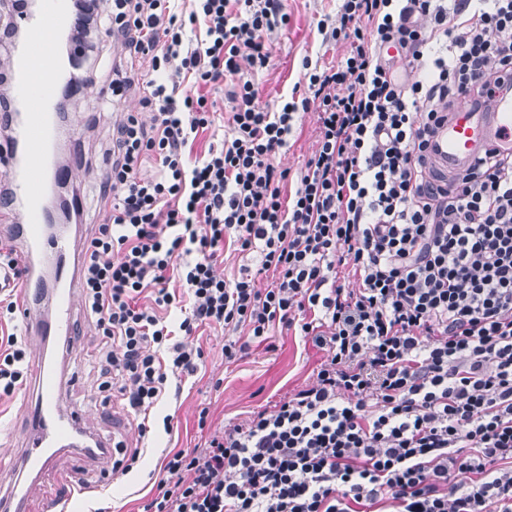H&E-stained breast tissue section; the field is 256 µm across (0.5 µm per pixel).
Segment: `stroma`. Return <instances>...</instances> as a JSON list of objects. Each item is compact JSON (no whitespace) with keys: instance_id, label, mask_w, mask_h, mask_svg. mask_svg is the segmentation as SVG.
<instances>
[{"instance_id":"35a3bbf8","label":"stroma","mask_w":512,"mask_h":512,"mask_svg":"<svg viewBox=\"0 0 512 512\" xmlns=\"http://www.w3.org/2000/svg\"><path fill=\"white\" fill-rule=\"evenodd\" d=\"M288 23L270 36L272 58L267 69L259 72L255 82L263 101L274 104L305 93V65L324 66L336 63L342 45L325 40L317 25L335 16L337 0H285ZM102 51L91 63L98 76L91 90L68 107L63 158L76 173L70 188L83 201V213L68 224L74 245H81L102 218L98 197L99 184L109 170L104 155L112 137V125L121 113L138 112V96L128 93L118 105H111V91L105 77L111 65L122 58L118 39L102 37ZM313 114H305L293 133L289 146L279 152L280 168L299 173L315 148ZM80 340L69 351L65 362V384L60 394L62 409L84 408L90 434L111 438L113 424H120L128 444L143 441L141 456L127 475L113 476L104 486H97L98 473L106 469L107 460L84 458L72 453L61 454L52 471L37 481L26 504V512H49L50 499L58 479L72 486L92 483L93 492L76 495V512H143L154 496L156 483L162 478L161 463L169 451L194 447L203 437L197 428L201 408H209L212 429L243 420L249 411L290 396L306 382L320 363L322 354L304 337L285 333L272 338L270 344L252 345L243 359L225 363L224 331L205 329L194 337L202 346L205 359L197 373L168 376L169 393L152 410L147 435H140L138 417L124 414L118 405L106 402L98 391L99 369L90 358L97 342L96 330L86 310H79L77 321ZM32 398L31 385H23L12 397L0 400V455H18L25 423L22 408ZM172 415L173 429L165 431L163 418Z\"/></svg>"}]
</instances>
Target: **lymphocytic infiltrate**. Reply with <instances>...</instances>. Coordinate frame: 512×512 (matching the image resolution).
<instances>
[{
  "instance_id": "lymphocytic-infiltrate-1",
  "label": "lymphocytic infiltrate",
  "mask_w": 512,
  "mask_h": 512,
  "mask_svg": "<svg viewBox=\"0 0 512 512\" xmlns=\"http://www.w3.org/2000/svg\"><path fill=\"white\" fill-rule=\"evenodd\" d=\"M87 11L76 41L91 54L95 33L121 38L143 65L110 84L150 114L114 126L103 217L82 243L100 390L150 414L168 370L202 363L189 339L204 327L227 332L228 363L279 330L324 354L289 399L165 456L144 512H512V156L442 187L424 155L462 95L490 109L489 78L512 71V0H341L318 29L343 56L272 108L251 76L288 22L283 0ZM390 41L397 70L379 56ZM224 83L219 130L209 94ZM309 108L316 147L286 197L275 157ZM228 248L258 270L225 274ZM25 359L16 334L0 342V396L22 386Z\"/></svg>"
}]
</instances>
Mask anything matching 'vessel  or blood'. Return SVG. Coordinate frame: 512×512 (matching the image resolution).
Wrapping results in <instances>:
<instances>
[{
  "instance_id": "vessel-or-blood-1",
  "label": "vessel or blood",
  "mask_w": 512,
  "mask_h": 512,
  "mask_svg": "<svg viewBox=\"0 0 512 512\" xmlns=\"http://www.w3.org/2000/svg\"><path fill=\"white\" fill-rule=\"evenodd\" d=\"M75 22L67 0H44L39 13L14 18L24 33L23 46L12 61L14 97L24 112V122L13 130L11 153L16 162L7 179L21 219L18 230L28 267L27 288L34 304L46 306L50 316L41 322L31 311L23 313L31 329L43 338L32 364L36 398L24 410L28 433L23 454L17 460L1 457L0 472L21 466L28 473L42 475L53 468L66 443L86 428L87 417L81 410L65 412L58 405L59 347L70 337L77 315L75 249L65 231L46 232L42 203L46 185L62 175L54 159L56 100L65 79L58 46ZM491 86L492 111H476L470 96H462L455 111L431 136L427 164L439 181L465 172L486 151L512 155V75L495 74ZM32 489L29 482L11 483L0 492V512H18Z\"/></svg>"
}]
</instances>
